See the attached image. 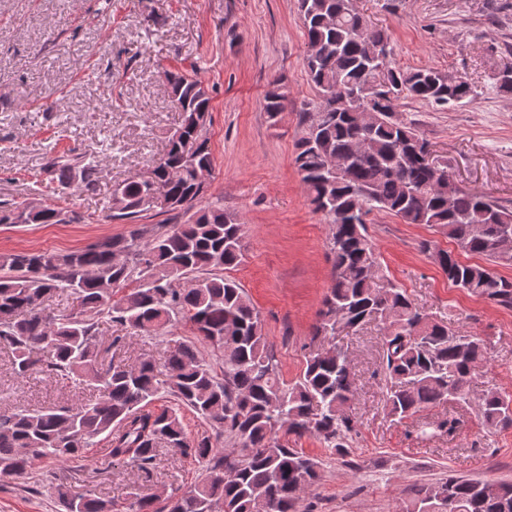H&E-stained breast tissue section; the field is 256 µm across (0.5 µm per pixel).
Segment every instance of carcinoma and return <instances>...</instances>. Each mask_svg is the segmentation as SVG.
I'll use <instances>...</instances> for the list:
<instances>
[{
    "label": "carcinoma",
    "mask_w": 512,
    "mask_h": 512,
    "mask_svg": "<svg viewBox=\"0 0 512 512\" xmlns=\"http://www.w3.org/2000/svg\"><path fill=\"white\" fill-rule=\"evenodd\" d=\"M306 35L304 68L318 91L312 111L302 113L294 166L314 209L328 220L333 256L331 286L311 327L316 347L298 378L285 381L264 333L263 320L243 286L225 272L244 258V225L220 206L195 209L204 190L196 168L213 166L207 129L194 117L211 110L205 85L180 72L169 77L171 102L182 112L180 137H171L150 179L115 186L124 206L105 207L103 218L134 224L166 213L147 200L152 182L186 202L184 224H160L150 236L129 234L68 253L20 252L0 257V343L11 350L16 377L40 362L45 370L99 398L75 408L0 412V473L21 476L37 461L86 457L105 436L112 463L132 461L146 473L162 448L202 464L193 489L164 499L136 496L125 512H299L319 478L320 461L283 444L277 434L313 435L342 452L355 420L347 412L355 395L348 356L320 340L340 329L382 325L385 409L399 420L445 402L467 399L476 369L487 360L484 339L453 331L411 301L382 272L366 217L374 211L406 224H425L457 247L499 264L512 234V209L485 194L458 186L448 164L429 166V147L412 124L394 119L404 97L447 106L475 97L461 77L434 68L392 65L386 31L365 17L353 0H298ZM286 98L274 81L264 110L275 119ZM63 189L92 192L95 158L54 157L44 167ZM85 216L66 207L0 205V224H62ZM434 259L448 283L472 296L512 308V279L478 263H464L438 249ZM69 291L77 311L46 314L42 304ZM151 336L187 325L222 355L216 372L185 342L161 366L145 358L135 366H103L102 320ZM44 359L33 358V352ZM174 407L150 411L160 392ZM185 406L224 434L229 447L215 448L207 432L190 435L178 413ZM478 415L493 430L512 426V399L488 391ZM64 512H114L112 502L89 493L60 490ZM402 512H512V485L450 478L418 486Z\"/></svg>",
    "instance_id": "obj_1"
}]
</instances>
